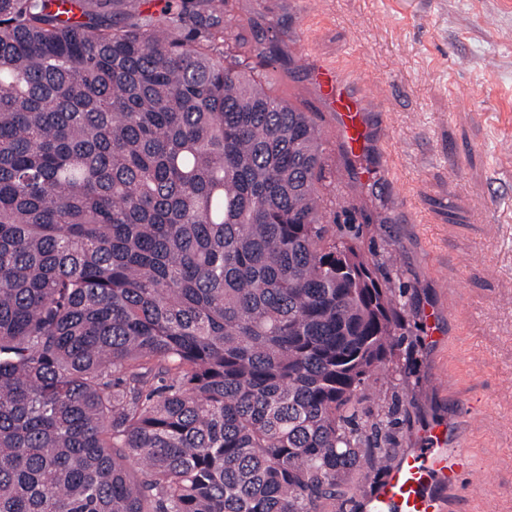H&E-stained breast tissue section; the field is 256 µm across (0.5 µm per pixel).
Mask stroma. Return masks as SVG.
<instances>
[{"label": "stroma", "instance_id": "35a3bbf8", "mask_svg": "<svg viewBox=\"0 0 512 512\" xmlns=\"http://www.w3.org/2000/svg\"><path fill=\"white\" fill-rule=\"evenodd\" d=\"M224 31L315 113L327 223L359 230L404 290V338L363 388L362 424L394 417L399 457L473 415L478 467L441 489L446 512H512V0H227ZM306 54L372 92L393 179L365 181L343 154Z\"/></svg>", "mask_w": 512, "mask_h": 512}]
</instances>
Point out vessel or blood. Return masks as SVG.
I'll list each match as a JSON object with an SVG mask.
<instances>
[{
  "label": "vessel or blood",
  "mask_w": 512,
  "mask_h": 512,
  "mask_svg": "<svg viewBox=\"0 0 512 512\" xmlns=\"http://www.w3.org/2000/svg\"><path fill=\"white\" fill-rule=\"evenodd\" d=\"M309 76L322 99L336 114V138L347 156L367 154L373 146L368 100L355 90L350 77L333 67L316 63ZM429 445L399 458L365 501V512H444L436 495L440 484H455L462 473L474 470L476 458L465 443L448 444V429L434 425Z\"/></svg>",
  "instance_id": "obj_1"
}]
</instances>
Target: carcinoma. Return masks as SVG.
<instances>
[{
  "instance_id": "cac0c4a2",
  "label": "carcinoma",
  "mask_w": 512,
  "mask_h": 512,
  "mask_svg": "<svg viewBox=\"0 0 512 512\" xmlns=\"http://www.w3.org/2000/svg\"><path fill=\"white\" fill-rule=\"evenodd\" d=\"M89 2L0 0V512H346L404 316L312 114L224 0Z\"/></svg>"
}]
</instances>
